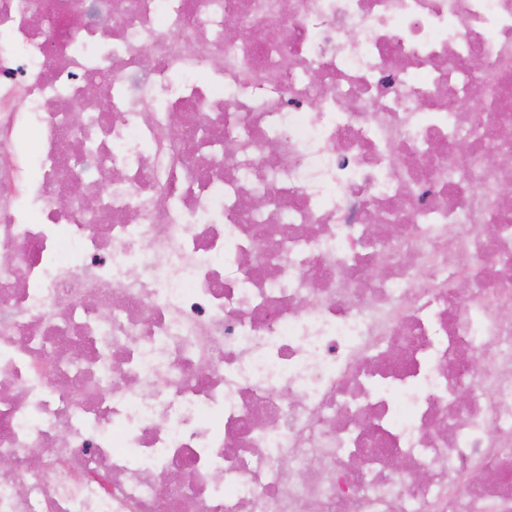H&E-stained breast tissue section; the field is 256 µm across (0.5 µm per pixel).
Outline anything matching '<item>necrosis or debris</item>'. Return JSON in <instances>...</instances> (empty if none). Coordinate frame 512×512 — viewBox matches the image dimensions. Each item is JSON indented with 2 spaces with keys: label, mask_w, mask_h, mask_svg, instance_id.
<instances>
[{
  "label": "necrosis or debris",
  "mask_w": 512,
  "mask_h": 512,
  "mask_svg": "<svg viewBox=\"0 0 512 512\" xmlns=\"http://www.w3.org/2000/svg\"><path fill=\"white\" fill-rule=\"evenodd\" d=\"M506 185L512 0H0V512H512Z\"/></svg>",
  "instance_id": "obj_1"
}]
</instances>
